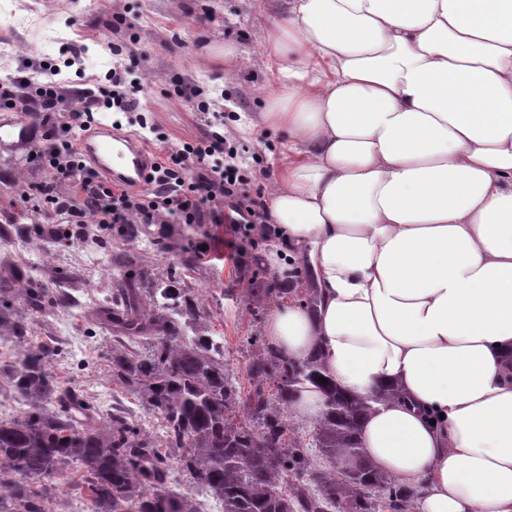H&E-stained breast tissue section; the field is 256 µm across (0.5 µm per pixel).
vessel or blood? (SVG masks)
Returning a JSON list of instances; mask_svg holds the SVG:
<instances>
[{"label": "vessel or blood", "mask_w": 512, "mask_h": 512, "mask_svg": "<svg viewBox=\"0 0 512 512\" xmlns=\"http://www.w3.org/2000/svg\"><path fill=\"white\" fill-rule=\"evenodd\" d=\"M34 128L25 117L1 113L0 153L31 146ZM80 145L86 160L112 183L132 192L146 188L155 153L144 140L109 126H97L82 134Z\"/></svg>", "instance_id": "b4317fda"}]
</instances>
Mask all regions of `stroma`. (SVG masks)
Segmentation results:
<instances>
[{"label": "stroma", "mask_w": 512, "mask_h": 512, "mask_svg": "<svg viewBox=\"0 0 512 512\" xmlns=\"http://www.w3.org/2000/svg\"><path fill=\"white\" fill-rule=\"evenodd\" d=\"M282 8V0H0V11L40 19L56 39L45 51L34 29L0 28V84L46 68L55 71L67 104L77 106L87 95L108 93L113 72H120L139 108L105 106L98 121L121 122L123 131L162 149L202 136L206 112L191 109L184 97L195 91L206 111L223 113L224 135L249 179L247 190L264 200L288 137L262 126L243 135L235 122L261 111L275 88L261 53L264 31ZM228 47L235 51L229 74ZM42 178L36 160L0 154V271L21 282L36 279L50 294L68 297L67 306L33 314L21 296L7 299L13 316L29 319L33 340L57 348L53 369L62 387L84 394L98 420L120 407L141 430L159 427L141 400L116 389L110 377L112 354L120 346L99 313L111 305L119 277L110 256L123 250L144 284H155L167 269L181 270L180 287L195 289L205 311L198 330L223 340L231 379L250 390L256 349L249 339L264 335L270 314L256 304L252 284L260 279L278 287L281 273L292 266L278 253L277 225L243 238L221 224H144L131 239L115 224L97 232L95 241L69 244L52 236L56 218L38 208L31 194ZM200 249L204 258L182 270L183 252Z\"/></svg>", "instance_id": "35a3bbf8"}]
</instances>
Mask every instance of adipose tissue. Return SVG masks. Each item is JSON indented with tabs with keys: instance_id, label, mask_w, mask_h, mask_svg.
Masks as SVG:
<instances>
[{
	"instance_id": "obj_1",
	"label": "adipose tissue",
	"mask_w": 512,
	"mask_h": 512,
	"mask_svg": "<svg viewBox=\"0 0 512 512\" xmlns=\"http://www.w3.org/2000/svg\"><path fill=\"white\" fill-rule=\"evenodd\" d=\"M266 31L286 132L267 204L316 312L266 332L396 398L363 448L416 512H512V0H284Z\"/></svg>"
}]
</instances>
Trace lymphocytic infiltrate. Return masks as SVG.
Instances as JSON below:
<instances>
[{"label": "lymphocytic infiltrate", "instance_id": "1", "mask_svg": "<svg viewBox=\"0 0 512 512\" xmlns=\"http://www.w3.org/2000/svg\"><path fill=\"white\" fill-rule=\"evenodd\" d=\"M20 100L28 103V116L37 120L39 138L28 155L44 173L35 189L56 216L52 233L57 238H83L93 225L152 224L161 215L178 224H227L236 233L245 225L269 221L264 204L246 194L236 167L217 164L225 153L219 132L158 154L149 189L131 193L110 185L78 150V131L91 129L97 121V98L68 109L56 84L37 85L18 76L0 87V110H14Z\"/></svg>", "mask_w": 512, "mask_h": 512}]
</instances>
